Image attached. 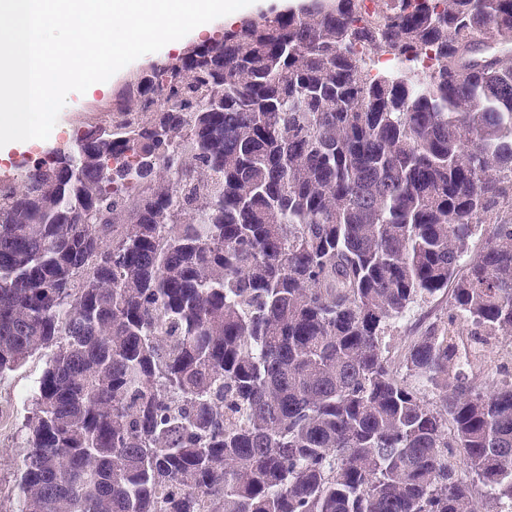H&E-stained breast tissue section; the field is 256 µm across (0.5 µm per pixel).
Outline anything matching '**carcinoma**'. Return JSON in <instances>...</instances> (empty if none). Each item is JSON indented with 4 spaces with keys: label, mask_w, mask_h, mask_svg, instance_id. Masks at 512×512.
Listing matches in <instances>:
<instances>
[{
    "label": "carcinoma",
    "mask_w": 512,
    "mask_h": 512,
    "mask_svg": "<svg viewBox=\"0 0 512 512\" xmlns=\"http://www.w3.org/2000/svg\"><path fill=\"white\" fill-rule=\"evenodd\" d=\"M507 206L512 0H309L153 65L0 182V379L47 353L19 512H512V381L456 342L512 340ZM451 288L443 290L424 302L417 304L411 316L396 323L386 337V348L390 356L399 362L408 345L435 321H448L453 313L451 307Z\"/></svg>",
    "instance_id": "cac0c4a2"
}]
</instances>
